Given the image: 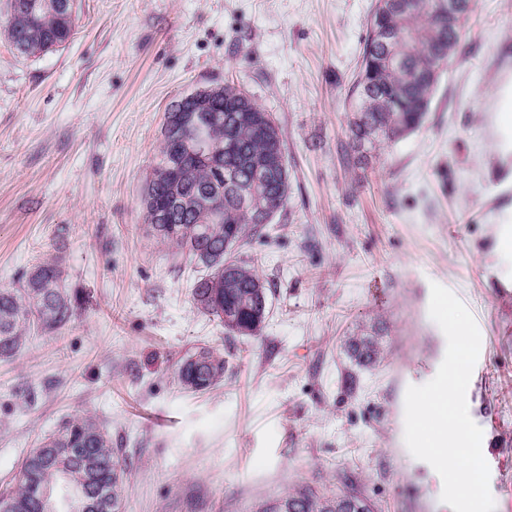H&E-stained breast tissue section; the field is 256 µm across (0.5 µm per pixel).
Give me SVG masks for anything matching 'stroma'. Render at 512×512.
<instances>
[{
    "instance_id": "1",
    "label": "stroma",
    "mask_w": 512,
    "mask_h": 512,
    "mask_svg": "<svg viewBox=\"0 0 512 512\" xmlns=\"http://www.w3.org/2000/svg\"><path fill=\"white\" fill-rule=\"evenodd\" d=\"M375 2L78 0L74 39L36 59L0 34V288L53 257L84 298L0 358V488L90 414L131 458L123 512H252L344 474L377 512H452L404 441L406 390L446 351L436 282L481 334L468 411L495 512H512V153L490 110L512 73V0H474L424 126L355 169L349 89ZM228 80L273 113L288 164L286 208L239 252L271 288L255 336L194 308L196 271L139 207L170 105ZM362 329L380 334L370 369L345 352ZM204 346L224 381L186 392L175 365Z\"/></svg>"
}]
</instances>
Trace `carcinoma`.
Masks as SVG:
<instances>
[{
	"instance_id": "carcinoma-1",
	"label": "carcinoma",
	"mask_w": 512,
	"mask_h": 512,
	"mask_svg": "<svg viewBox=\"0 0 512 512\" xmlns=\"http://www.w3.org/2000/svg\"><path fill=\"white\" fill-rule=\"evenodd\" d=\"M378 0L368 24L359 71L350 93L357 100L348 116V159L360 167L421 128L445 66L466 35L472 0L448 15V0ZM76 0H5L0 29L26 58L64 47L78 26ZM186 112L210 115L205 137L214 160L184 152L171 162L170 144L161 141L151 170L168 167L169 177L154 188L156 206L142 208L147 227L164 211L169 224L154 238L202 269L191 299L198 312L239 336L256 334L268 313L269 287L255 265L234 256L261 225L255 219L277 195L288 204L289 176L281 129L240 86L178 100ZM231 273L224 274V266ZM80 298L65 287L62 267L47 260L32 268L18 288H0V358H11L33 330L67 326ZM375 337H355L350 357L359 367L379 362ZM226 361L211 347L180 360L176 381L192 392L224 382ZM128 467L112 447L105 426L93 415L67 420L29 450L14 487L0 490V512H122ZM253 512H373L355 487L317 491L301 488L268 498Z\"/></svg>"
}]
</instances>
